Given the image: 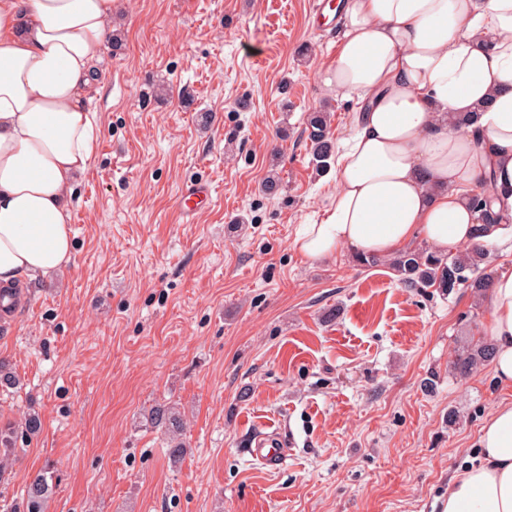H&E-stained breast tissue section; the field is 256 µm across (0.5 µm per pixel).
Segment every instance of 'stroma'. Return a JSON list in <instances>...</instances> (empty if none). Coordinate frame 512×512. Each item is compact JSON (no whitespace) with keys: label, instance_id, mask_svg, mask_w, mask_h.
<instances>
[{"label":"stroma","instance_id":"stroma-1","mask_svg":"<svg viewBox=\"0 0 512 512\" xmlns=\"http://www.w3.org/2000/svg\"><path fill=\"white\" fill-rule=\"evenodd\" d=\"M313 0H120L93 67L89 170L69 194L72 256L17 286L0 326V430L38 413L0 476V507L52 478L46 512H438L506 393L452 364L489 301L400 284L387 259L312 260L300 225L336 186L305 132L334 145L356 103L325 90L339 29ZM277 173L283 190L263 195ZM214 202L181 216L187 183ZM175 407L187 453L151 423ZM289 439L276 469L254 437ZM307 138L311 143L316 168L323 172L330 166L333 155V142L330 134L327 113L321 110L311 112L307 124Z\"/></svg>","mask_w":512,"mask_h":512}]
</instances>
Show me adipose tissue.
<instances>
[{
  "mask_svg": "<svg viewBox=\"0 0 512 512\" xmlns=\"http://www.w3.org/2000/svg\"><path fill=\"white\" fill-rule=\"evenodd\" d=\"M117 0H0V286L69 261L67 194L89 169L90 74ZM323 84L361 101L336 153V190L295 239L307 258L389 256L415 236L433 251H512V0H345ZM491 199L480 223L475 192ZM486 332L512 387V271L498 275ZM452 475L443 512H512V401Z\"/></svg>",
  "mask_w": 512,
  "mask_h": 512,
  "instance_id": "1",
  "label": "adipose tissue"
}]
</instances>
